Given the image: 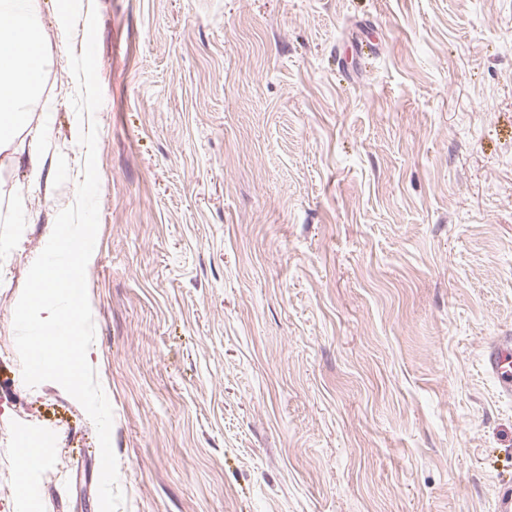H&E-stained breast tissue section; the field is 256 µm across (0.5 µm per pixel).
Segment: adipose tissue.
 <instances>
[{
	"label": "adipose tissue",
	"mask_w": 512,
	"mask_h": 512,
	"mask_svg": "<svg viewBox=\"0 0 512 512\" xmlns=\"http://www.w3.org/2000/svg\"><path fill=\"white\" fill-rule=\"evenodd\" d=\"M38 0H0V151L30 123L28 103L40 94L44 38Z\"/></svg>",
	"instance_id": "ef3b65f1"
}]
</instances>
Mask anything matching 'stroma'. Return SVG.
I'll use <instances>...</instances> for the list:
<instances>
[{"instance_id": "35a3bbf8", "label": "stroma", "mask_w": 512, "mask_h": 512, "mask_svg": "<svg viewBox=\"0 0 512 512\" xmlns=\"http://www.w3.org/2000/svg\"><path fill=\"white\" fill-rule=\"evenodd\" d=\"M98 16L91 365L121 512H494L512 399V0H82ZM45 174L0 157V512H99L82 405L13 315L86 151L56 0ZM26 206L13 208V191ZM55 439L17 477L18 435ZM485 364L487 371L498 379L502 395L511 398L512 346L506 336L495 341L489 348Z\"/></svg>"}]
</instances>
